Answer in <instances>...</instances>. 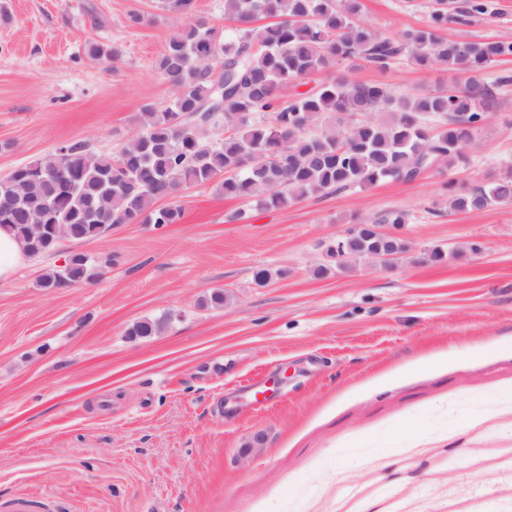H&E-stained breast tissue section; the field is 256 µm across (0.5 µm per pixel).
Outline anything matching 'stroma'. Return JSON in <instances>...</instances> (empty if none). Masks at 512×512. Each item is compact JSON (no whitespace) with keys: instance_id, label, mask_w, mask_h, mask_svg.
Instances as JSON below:
<instances>
[{"instance_id":"35a3bbf8","label":"stroma","mask_w":512,"mask_h":512,"mask_svg":"<svg viewBox=\"0 0 512 512\" xmlns=\"http://www.w3.org/2000/svg\"><path fill=\"white\" fill-rule=\"evenodd\" d=\"M397 37L448 13L443 37L512 43V0H360ZM144 16L142 24L129 20ZM176 18L161 0H0V177L58 147L117 153ZM117 47V62L88 57ZM512 55L484 72L497 111L466 164L413 181L257 210L208 186L180 223L60 242L0 283V504L33 512H512V203L450 210L440 185L512 170ZM357 78L394 94L452 73L401 60ZM401 210L409 244L383 270L324 276L355 217ZM245 210L248 220L236 221ZM482 246L468 253L470 243ZM444 250V261L428 258ZM93 280L39 287L72 252ZM274 271L257 284V270ZM231 297L205 305L213 289ZM164 314L160 335L129 336ZM265 448L239 462L255 432Z\"/></svg>"}]
</instances>
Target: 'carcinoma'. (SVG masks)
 Segmentation results:
<instances>
[{
    "instance_id": "1",
    "label": "carcinoma",
    "mask_w": 512,
    "mask_h": 512,
    "mask_svg": "<svg viewBox=\"0 0 512 512\" xmlns=\"http://www.w3.org/2000/svg\"><path fill=\"white\" fill-rule=\"evenodd\" d=\"M163 9L180 19L157 60L172 96L163 107L143 106V132L116 156L75 142L65 155L56 150L5 176L15 190L0 189V226L22 240L32 224L49 228L31 255L61 241L95 239L117 224H177L183 217L178 198L187 186H213L259 209H282L388 179L409 181L438 163H463L465 146L495 108L482 72L512 53L508 43L441 36L448 23L442 10L428 25L389 38L358 19L360 0H224L222 27L200 15L195 0H163ZM260 20L267 24L255 26ZM87 53L94 60L118 57L116 48L97 43ZM401 57L418 67L440 65L463 82L451 94L397 96L384 84L350 75L366 66L386 69ZM318 74L327 78L282 100L283 88ZM218 98L220 111L198 113ZM175 113L184 116L182 132L170 124ZM220 121L227 135L216 140ZM109 176L110 194L104 187ZM443 189L451 209L482 210L512 202V171L471 189L453 180ZM379 247L407 250L400 236L343 235L326 245L331 258L318 272L350 268ZM95 276L85 255L67 270L43 274L39 286ZM169 322L167 315L139 321L129 335L154 336Z\"/></svg>"
}]
</instances>
